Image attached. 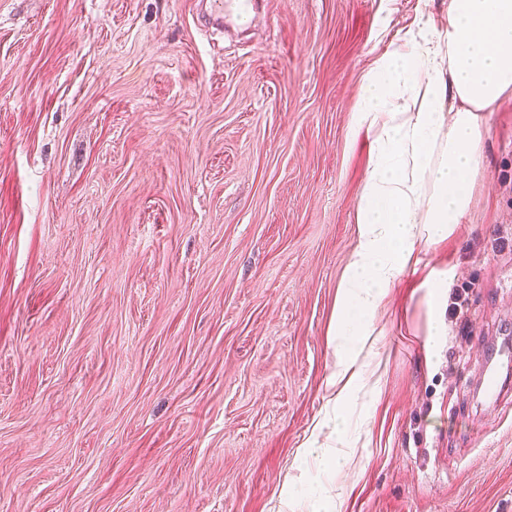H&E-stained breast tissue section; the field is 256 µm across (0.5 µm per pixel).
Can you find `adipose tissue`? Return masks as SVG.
Segmentation results:
<instances>
[{
	"label": "adipose tissue",
	"mask_w": 512,
	"mask_h": 512,
	"mask_svg": "<svg viewBox=\"0 0 512 512\" xmlns=\"http://www.w3.org/2000/svg\"><path fill=\"white\" fill-rule=\"evenodd\" d=\"M512 95V0H448L393 43L361 95L351 139L372 137L356 222L338 289L336 369L345 401L364 386L360 357L379 342L375 318L417 246L448 238L471 208L484 114Z\"/></svg>",
	"instance_id": "obj_1"
}]
</instances>
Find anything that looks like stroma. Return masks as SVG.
I'll return each mask as SVG.
<instances>
[{
  "instance_id": "obj_1",
  "label": "stroma",
  "mask_w": 512,
  "mask_h": 512,
  "mask_svg": "<svg viewBox=\"0 0 512 512\" xmlns=\"http://www.w3.org/2000/svg\"><path fill=\"white\" fill-rule=\"evenodd\" d=\"M448 0H0V512H512V97L469 214L377 315L376 389L325 384L392 41ZM440 289L444 335L428 338ZM462 296V309L453 306ZM249 3V0H201L198 6L214 23L224 27L226 16H231L238 23H246ZM512 363V348L508 340H504L495 350L485 373V390L487 394H499L508 378ZM505 372V376H504ZM327 427L331 428L332 433H335L338 440L336 442V448H320L315 447L317 441L311 442L307 448H304V455L306 457H312L315 460L319 461L321 465H323L327 470L333 473V476H337L341 473L337 467L340 463V454L342 453V448L344 445L341 442L344 438V430L341 428V419L337 414L327 415L323 422L321 423V429ZM336 465V469H335Z\"/></svg>"
}]
</instances>
